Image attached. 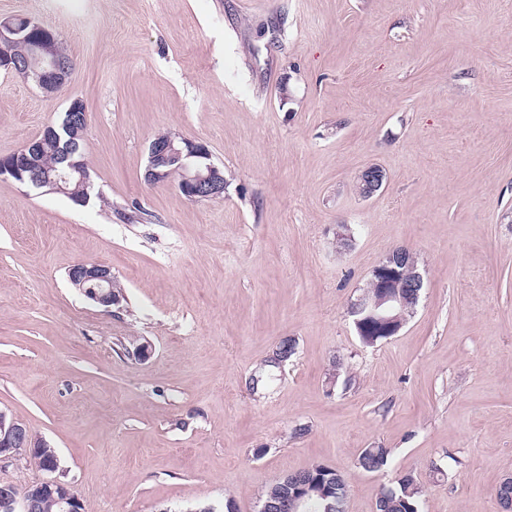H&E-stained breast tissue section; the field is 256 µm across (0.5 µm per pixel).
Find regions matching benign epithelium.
Segmentation results:
<instances>
[{
    "instance_id": "7a95c632",
    "label": "benign epithelium",
    "mask_w": 512,
    "mask_h": 512,
    "mask_svg": "<svg viewBox=\"0 0 512 512\" xmlns=\"http://www.w3.org/2000/svg\"><path fill=\"white\" fill-rule=\"evenodd\" d=\"M22 29L12 19L0 20V56L11 54V48L19 41ZM23 77H36L38 86L51 94L56 86L71 79L74 64L64 55L58 39L53 36L33 40L31 52L24 61L11 67ZM89 112L67 113L65 121L76 137L84 136ZM42 141L33 139L17 150L10 166L11 173L28 177L26 185L59 192L64 184L76 176L85 180L78 163L70 165L67 175H51L41 170L39 154ZM210 158L204 145L189 139L169 136L155 139L148 147L146 179L151 184L165 183L178 177L181 191L192 200H207L224 194V176L216 164H198L200 159ZM385 181L384 171L374 165L364 168L357 177L360 195L372 197ZM69 280L93 302L109 308L120 303L112 295V269L96 263H78L69 270ZM423 288V277L418 271L414 254L406 247H398L373 271L364 293L351 306L353 323L365 345L375 344L378 337L386 339L396 335L405 324L404 311H413ZM39 454L47 459L43 472L48 477L29 485V492L18 496L8 485L0 487V512H38L41 501L49 497L60 512H82V503L72 487L53 476L59 470L60 460L56 450L45 442L31 437L30 430L21 422L0 411V466L19 455ZM288 490L260 508V512H300L310 499V490L297 481L283 479Z\"/></svg>"
}]
</instances>
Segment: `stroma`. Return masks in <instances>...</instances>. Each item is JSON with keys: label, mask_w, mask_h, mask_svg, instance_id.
I'll return each mask as SVG.
<instances>
[{"label": "stroma", "mask_w": 512, "mask_h": 512, "mask_svg": "<svg viewBox=\"0 0 512 512\" xmlns=\"http://www.w3.org/2000/svg\"><path fill=\"white\" fill-rule=\"evenodd\" d=\"M23 17L75 70L50 96L0 70V157L81 99L97 196L0 178V411L56 448L83 512H259L315 463L345 475L346 512L408 473L419 512H501L512 0H0ZM166 132L205 145L223 198L146 181ZM370 165L387 180L364 198ZM401 246L419 302L364 345L350 305ZM79 262L111 268L120 306L70 284ZM389 450L386 448H366L359 457L360 466L369 472H377L388 465Z\"/></svg>", "instance_id": "1"}]
</instances>
